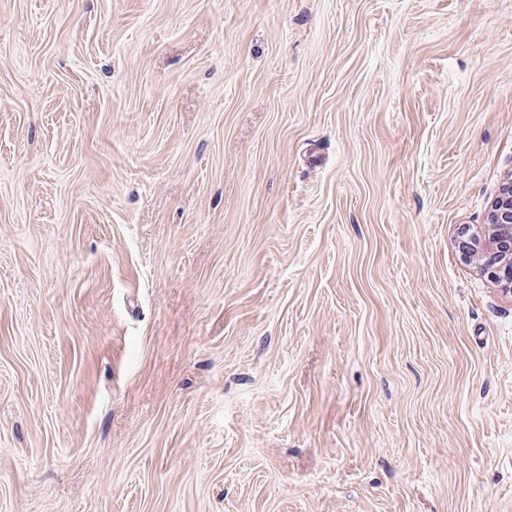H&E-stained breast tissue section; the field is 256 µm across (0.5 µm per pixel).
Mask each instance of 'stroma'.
Returning a JSON list of instances; mask_svg holds the SVG:
<instances>
[{"instance_id":"35a3bbf8","label":"stroma","mask_w":512,"mask_h":512,"mask_svg":"<svg viewBox=\"0 0 512 512\" xmlns=\"http://www.w3.org/2000/svg\"><path fill=\"white\" fill-rule=\"evenodd\" d=\"M512 0H0V512H512ZM488 229L470 232V227L459 228L458 250L463 259L477 256L478 268L502 294L512 298V178L508 177L494 200L489 215ZM467 236L466 239H463Z\"/></svg>"}]
</instances>
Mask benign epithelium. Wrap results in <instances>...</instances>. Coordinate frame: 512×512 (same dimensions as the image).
<instances>
[{
	"mask_svg": "<svg viewBox=\"0 0 512 512\" xmlns=\"http://www.w3.org/2000/svg\"><path fill=\"white\" fill-rule=\"evenodd\" d=\"M458 250L463 259L480 258L478 268L502 294L512 298V178H507L494 200L488 229L458 232Z\"/></svg>",
	"mask_w": 512,
	"mask_h": 512,
	"instance_id": "1",
	"label": "benign epithelium"
}]
</instances>
